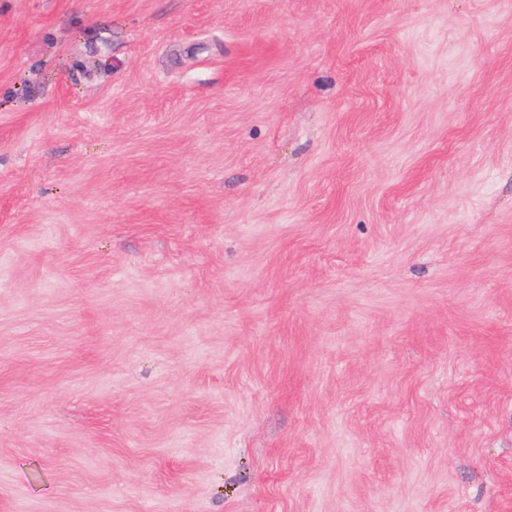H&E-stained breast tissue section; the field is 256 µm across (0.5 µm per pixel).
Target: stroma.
Masks as SVG:
<instances>
[{
    "mask_svg": "<svg viewBox=\"0 0 512 512\" xmlns=\"http://www.w3.org/2000/svg\"><path fill=\"white\" fill-rule=\"evenodd\" d=\"M0 512H512V0H0Z\"/></svg>",
    "mask_w": 512,
    "mask_h": 512,
    "instance_id": "1",
    "label": "stroma"
}]
</instances>
